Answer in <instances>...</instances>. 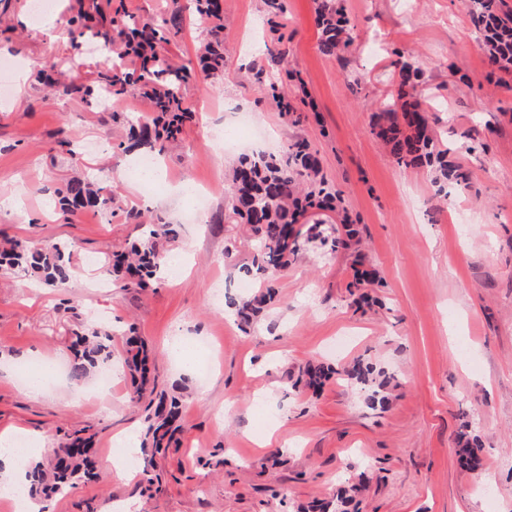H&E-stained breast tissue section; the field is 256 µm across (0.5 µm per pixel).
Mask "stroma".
Here are the masks:
<instances>
[{
	"label": "stroma",
	"mask_w": 512,
	"mask_h": 512,
	"mask_svg": "<svg viewBox=\"0 0 512 512\" xmlns=\"http://www.w3.org/2000/svg\"><path fill=\"white\" fill-rule=\"evenodd\" d=\"M29 2L0 0V61L22 62L24 81L22 93L0 99V243L64 241L73 273L51 289L0 269V432L39 438L23 453L41 461L56 427L91 428L100 475L47 501L48 512H297L348 481L363 486L357 512H512V73L489 79L463 0H336L355 25L337 59L318 49L314 0H286L277 18L264 0H224V77L187 85L196 116L161 158L160 188L148 199L122 148L126 127L112 115L147 119L150 100L46 88L37 72L47 63L72 61L84 77L105 56L87 45L73 55L76 0H56L39 24ZM407 52L438 148L470 172L466 188L425 167L399 168L372 128L395 89L396 56ZM288 70L297 124L263 92ZM238 112L267 130L261 150L280 154L303 139L317 152L361 228L380 305L352 306L350 251L314 248L278 275L272 309L251 327L236 321L229 300L243 297V283L262 284L245 272L257 241L228 218L242 151L212 134L240 138ZM86 176L124 209L179 225V240L165 246L176 272L139 292L112 281L113 251L141 230L122 211L63 220L55 189ZM184 180L214 188L205 223L188 221ZM98 318L113 333L108 399L87 397L95 379L78 385L67 373L68 328ZM130 324L153 349L159 388L181 399L182 445L156 459L152 484L142 467L127 479L112 467L121 449L139 446L144 426L121 375ZM313 358L386 367L396 376L387 409H370L342 383L314 394L292 387L289 374ZM49 363L59 376L30 396L25 372ZM464 426L482 441L489 493L458 461Z\"/></svg>",
	"instance_id": "35a3bbf8"
}]
</instances>
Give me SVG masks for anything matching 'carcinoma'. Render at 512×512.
Masks as SVG:
<instances>
[{
	"instance_id": "obj_1",
	"label": "carcinoma",
	"mask_w": 512,
	"mask_h": 512,
	"mask_svg": "<svg viewBox=\"0 0 512 512\" xmlns=\"http://www.w3.org/2000/svg\"><path fill=\"white\" fill-rule=\"evenodd\" d=\"M472 24L479 34L480 45L490 64L499 71H512V10L504 0H466ZM197 15L207 19L206 39L199 55L200 74L205 80H217L224 74V52L221 47L222 10L220 0H195ZM94 16L79 9L71 20L78 35L104 37L106 59L94 71V79L62 75L54 83L71 97H90L104 92L109 99L120 100L134 94L149 96L154 117L148 122L129 121V133L135 144L162 155L175 141L187 119L183 107V88L190 79L185 67L172 63L163 45L176 38L184 29V17L179 8L170 11L165 28L126 12L115 11L110 17V30L93 31L89 22ZM316 21L320 31L319 48L327 56H336L351 43L354 24L340 14L333 0H318ZM399 81L386 104V122L379 125L378 137L389 148L398 166L414 168L434 166L440 179L466 185L470 173L460 165L448 163L447 155L435 151L430 134L429 116L413 97L418 70L415 62L404 56L394 61ZM231 196L232 214L249 225L261 242L253 256L252 270L264 278L259 291L229 303L232 311L245 322L264 312L275 294V277L298 257L302 247L319 242L333 254L347 248L356 238L357 230L348 215L338 224H311L303 234L291 237L298 216L310 210L334 212L340 197L322 172L317 153L304 140L288 145L283 154L266 152L245 153L234 172ZM56 208L62 214L81 208L98 207L112 210L117 206L114 193L100 194L92 184L70 179L55 190ZM179 236L178 225L157 219L148 224L139 239L122 252L113 254L106 273L123 283V287L144 288L162 279L166 256L158 248V239L174 241ZM0 267H6L24 279H37L52 288H64L73 272L72 254L67 244L43 241L38 244L15 241L0 250ZM376 280V272L361 262L355 269L350 288H360ZM126 339L124 368L130 377L131 391L140 399L150 385L149 349L144 340L129 328ZM69 346L72 358L70 377L82 381L93 371L112 361V329L106 323L72 330ZM342 379L366 391L372 407H385L394 375L361 360L341 370L321 360H311L300 371L296 383L307 389L320 390L331 380ZM181 415L177 400L160 393L152 413L145 418L141 455L143 472H148L154 457L166 450L174 439L175 423ZM54 463L42 461L29 464L31 482L28 496L45 499L62 495L95 477L90 438L75 431L65 435L64 442L52 449ZM460 463L469 470L482 467V444L468 439L458 449ZM358 487L341 489L331 499L300 508V512H346L352 494Z\"/></svg>"
}]
</instances>
